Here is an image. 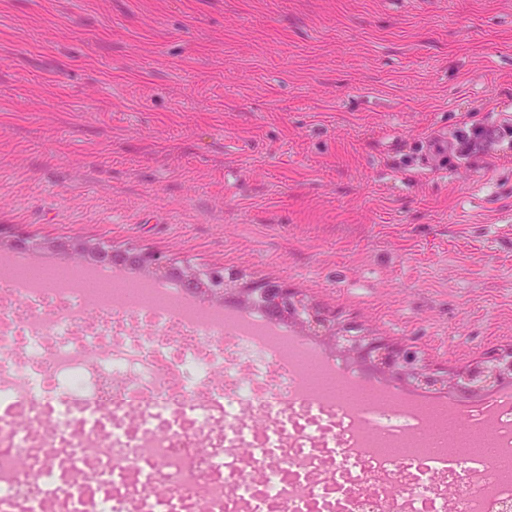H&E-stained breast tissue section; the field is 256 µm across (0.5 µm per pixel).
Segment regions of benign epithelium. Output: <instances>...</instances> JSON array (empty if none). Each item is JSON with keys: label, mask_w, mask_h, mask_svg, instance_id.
<instances>
[{"label": "benign epithelium", "mask_w": 512, "mask_h": 512, "mask_svg": "<svg viewBox=\"0 0 512 512\" xmlns=\"http://www.w3.org/2000/svg\"><path fill=\"white\" fill-rule=\"evenodd\" d=\"M4 246L26 251L41 243L19 235L6 240L0 234V248ZM67 248L81 258L94 253L104 262L132 264L153 276L175 277L188 288L205 289L216 301L236 295L248 304H266L281 316L323 335L341 355L371 366L394 381L472 396L493 392L512 381V348L493 349L460 370L430 368L413 348L368 336L358 326L338 321L336 313L313 302L305 293L285 285L247 286L235 272L226 274L222 268L198 269L187 263L177 264L150 250L117 251L100 242L86 240L71 242Z\"/></svg>", "instance_id": "7a95c632"}]
</instances>
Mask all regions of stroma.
Segmentation results:
<instances>
[{"label":"stroma","mask_w":512,"mask_h":512,"mask_svg":"<svg viewBox=\"0 0 512 512\" xmlns=\"http://www.w3.org/2000/svg\"><path fill=\"white\" fill-rule=\"evenodd\" d=\"M512 0H0V229L307 292L456 369L512 346Z\"/></svg>","instance_id":"stroma-1"}]
</instances>
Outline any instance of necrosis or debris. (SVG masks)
Here are the masks:
<instances>
[{"mask_svg":"<svg viewBox=\"0 0 512 512\" xmlns=\"http://www.w3.org/2000/svg\"><path fill=\"white\" fill-rule=\"evenodd\" d=\"M470 426L494 454L439 451L422 415L331 402L148 303L58 285L0 304V512H502L512 395Z\"/></svg>","mask_w":512,"mask_h":512,"instance_id":"necrosis-or-debris-1","label":"necrosis or debris"}]
</instances>
